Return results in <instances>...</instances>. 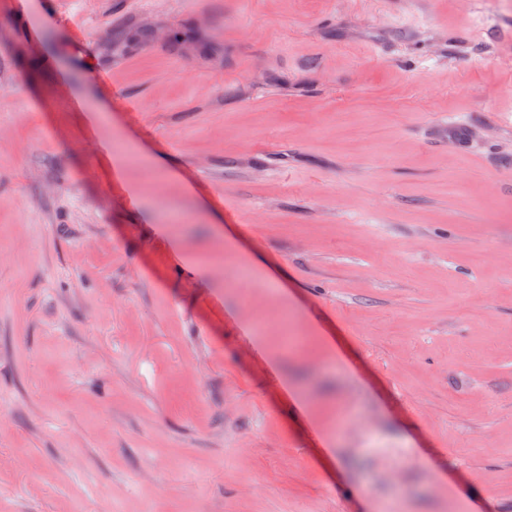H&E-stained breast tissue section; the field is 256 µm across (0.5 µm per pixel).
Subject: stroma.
Wrapping results in <instances>:
<instances>
[{"mask_svg": "<svg viewBox=\"0 0 512 512\" xmlns=\"http://www.w3.org/2000/svg\"><path fill=\"white\" fill-rule=\"evenodd\" d=\"M0 512H512V0H0Z\"/></svg>", "mask_w": 512, "mask_h": 512, "instance_id": "35a3bbf8", "label": "stroma"}]
</instances>
